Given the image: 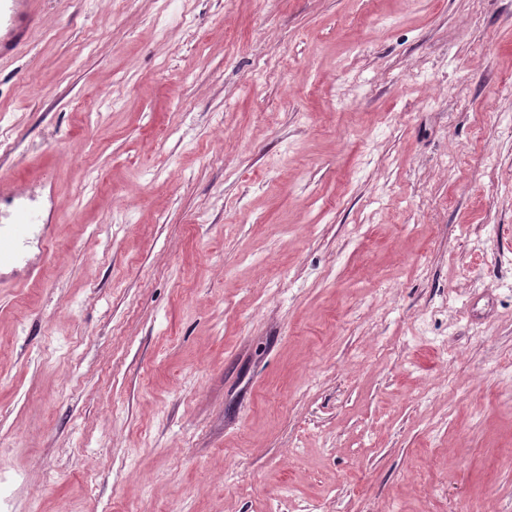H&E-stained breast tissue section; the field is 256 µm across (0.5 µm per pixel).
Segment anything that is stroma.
Wrapping results in <instances>:
<instances>
[{"label": "stroma", "mask_w": 512, "mask_h": 512, "mask_svg": "<svg viewBox=\"0 0 512 512\" xmlns=\"http://www.w3.org/2000/svg\"><path fill=\"white\" fill-rule=\"evenodd\" d=\"M0 139L10 512H512V0H46Z\"/></svg>", "instance_id": "obj_1"}]
</instances>
